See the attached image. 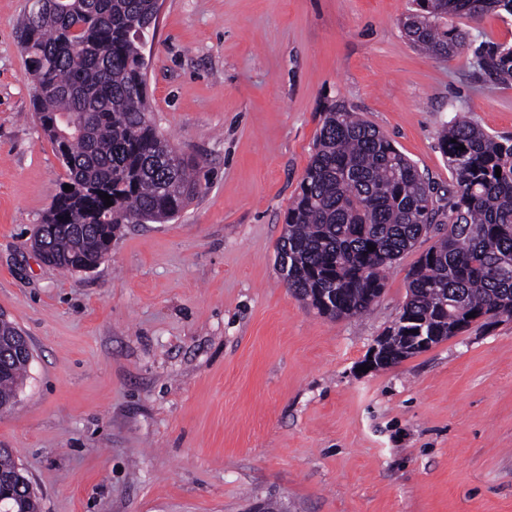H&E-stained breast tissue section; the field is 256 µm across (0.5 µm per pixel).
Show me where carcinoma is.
Here are the masks:
<instances>
[{
  "label": "carcinoma",
  "instance_id": "1",
  "mask_svg": "<svg viewBox=\"0 0 512 512\" xmlns=\"http://www.w3.org/2000/svg\"><path fill=\"white\" fill-rule=\"evenodd\" d=\"M48 2L22 24L20 41L40 84L34 112L64 156L73 187L54 196L44 220L46 259L74 272L99 264L120 225L172 221L197 184L192 158L172 155L147 104L140 56L156 29L155 0ZM416 4L422 19L402 23L412 46L438 59L466 49L482 82L512 86V42L477 40L453 23L486 13L512 17V0ZM438 147L454 179L446 221L435 183L375 127L345 105H331L280 240L289 290L333 319L362 315L381 296L390 264L433 231L438 239L408 274L401 316L413 323H393L394 333L420 330L440 343L461 333L471 312L511 318L512 136L455 117ZM323 297L336 298L334 308L320 307ZM18 335L0 319V407L12 404L27 369L26 360L6 353ZM12 506L39 512L36 496L22 490L14 491Z\"/></svg>",
  "mask_w": 512,
  "mask_h": 512
}]
</instances>
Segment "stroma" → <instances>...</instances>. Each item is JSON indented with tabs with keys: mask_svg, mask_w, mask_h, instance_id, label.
<instances>
[{
	"mask_svg": "<svg viewBox=\"0 0 512 512\" xmlns=\"http://www.w3.org/2000/svg\"><path fill=\"white\" fill-rule=\"evenodd\" d=\"M30 8L0 0V313L32 350L0 448L40 512H512V319L365 373L435 236L341 319L277 253L331 103L445 188L442 130L462 112L512 135V87L413 48L414 0H162L148 101L198 193L69 273L31 246L67 176L33 110Z\"/></svg>",
	"mask_w": 512,
	"mask_h": 512,
	"instance_id": "35a3bbf8",
	"label": "stroma"
}]
</instances>
